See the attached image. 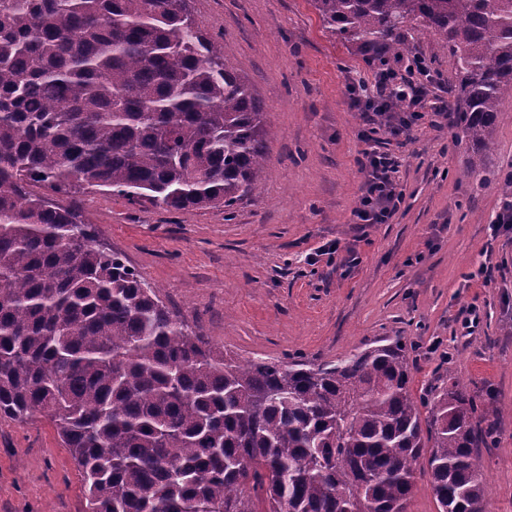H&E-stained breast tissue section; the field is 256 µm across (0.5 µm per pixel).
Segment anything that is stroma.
<instances>
[{
  "mask_svg": "<svg viewBox=\"0 0 512 512\" xmlns=\"http://www.w3.org/2000/svg\"><path fill=\"white\" fill-rule=\"evenodd\" d=\"M199 27L253 86L272 130L258 191L233 215L132 205L107 191L62 197L194 331L238 359L324 363L386 339L411 346V387L456 377L489 411L480 448L486 512H512V229L493 231L512 168V101L495 149L474 159L452 119L413 126L397 153L403 200L389 223L355 224L360 115L347 84L368 57L331 37L310 0H189ZM404 56L440 76L456 63L405 31ZM477 166L479 173L463 172ZM339 244L333 255L330 244ZM488 265L490 276L476 272ZM475 321L463 326L464 318ZM81 476L45 419L0 417V512H84Z\"/></svg>",
  "mask_w": 512,
  "mask_h": 512,
  "instance_id": "35a3bbf8",
  "label": "stroma"
}]
</instances>
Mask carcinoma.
<instances>
[{
    "instance_id": "carcinoma-1",
    "label": "carcinoma",
    "mask_w": 512,
    "mask_h": 512,
    "mask_svg": "<svg viewBox=\"0 0 512 512\" xmlns=\"http://www.w3.org/2000/svg\"><path fill=\"white\" fill-rule=\"evenodd\" d=\"M365 53L411 23L456 60L457 140L490 154L512 99V0H311ZM271 129L187 0H0V416H41L86 512H405L426 468L439 512H485L486 413L460 383L411 389L395 339L336 361L245 362L57 197L234 206Z\"/></svg>"
}]
</instances>
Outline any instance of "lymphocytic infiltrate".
<instances>
[{
  "mask_svg": "<svg viewBox=\"0 0 512 512\" xmlns=\"http://www.w3.org/2000/svg\"><path fill=\"white\" fill-rule=\"evenodd\" d=\"M427 73L424 60L418 56L401 71L382 61L371 75L358 77L349 85L351 106L363 118L359 136L364 144L356 157L364 181L352 211L354 223H388L402 201L403 193L395 179L397 157L376 151L370 143L379 129H388L397 138L408 135L425 119L422 107L426 89L421 78Z\"/></svg>",
  "mask_w": 512,
  "mask_h": 512,
  "instance_id": "obj_1",
  "label": "lymphocytic infiltrate"
}]
</instances>
